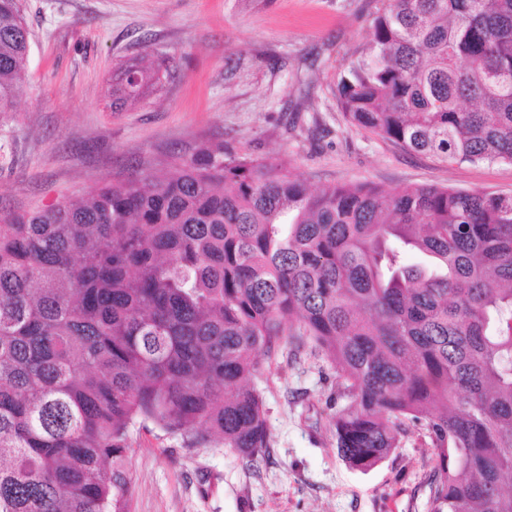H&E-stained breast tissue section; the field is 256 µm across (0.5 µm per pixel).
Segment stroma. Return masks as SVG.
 Listing matches in <instances>:
<instances>
[{"label":"stroma","instance_id":"35a3bbf8","mask_svg":"<svg viewBox=\"0 0 512 512\" xmlns=\"http://www.w3.org/2000/svg\"><path fill=\"white\" fill-rule=\"evenodd\" d=\"M384 0H24L23 89L0 112V211L44 210L103 183L168 171L206 141L279 163L316 189L369 181L512 195V165L446 164L354 126L338 80ZM164 62L158 88L112 109L121 63ZM251 384L265 453L188 448L131 425L124 512H426L430 441L408 427L373 470L336 454L330 418L350 404L311 347L258 353Z\"/></svg>","mask_w":512,"mask_h":512}]
</instances>
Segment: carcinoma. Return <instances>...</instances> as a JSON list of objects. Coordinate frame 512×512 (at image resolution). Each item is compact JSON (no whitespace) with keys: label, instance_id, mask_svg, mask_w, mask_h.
I'll return each mask as SVG.
<instances>
[{"label":"carcinoma","instance_id":"carcinoma-1","mask_svg":"<svg viewBox=\"0 0 512 512\" xmlns=\"http://www.w3.org/2000/svg\"><path fill=\"white\" fill-rule=\"evenodd\" d=\"M28 53L0 0V112ZM154 74L125 62L112 107ZM338 88L409 152L512 164V0H386ZM309 341L351 398L342 461L376 467L412 424L437 458L427 512H512V195L312 191L222 142L0 218V512H123L137 420L254 459L256 353Z\"/></svg>","mask_w":512,"mask_h":512}]
</instances>
